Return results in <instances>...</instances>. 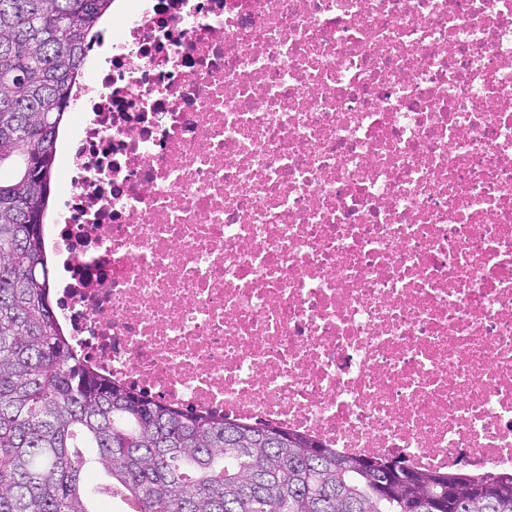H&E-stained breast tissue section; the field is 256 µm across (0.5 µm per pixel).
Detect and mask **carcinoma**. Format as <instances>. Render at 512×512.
I'll list each match as a JSON object with an SVG mask.
<instances>
[{
    "mask_svg": "<svg viewBox=\"0 0 512 512\" xmlns=\"http://www.w3.org/2000/svg\"><path fill=\"white\" fill-rule=\"evenodd\" d=\"M112 0H0V512H512V472L418 471L167 405L55 322L42 216L57 128ZM389 483L393 491H381Z\"/></svg>",
    "mask_w": 512,
    "mask_h": 512,
    "instance_id": "cac0c4a2",
    "label": "carcinoma"
}]
</instances>
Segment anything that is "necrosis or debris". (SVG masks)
Returning a JSON list of instances; mask_svg holds the SVG:
<instances>
[{"mask_svg": "<svg viewBox=\"0 0 512 512\" xmlns=\"http://www.w3.org/2000/svg\"><path fill=\"white\" fill-rule=\"evenodd\" d=\"M58 132L56 325L116 382L512 471V0H113Z\"/></svg>", "mask_w": 512, "mask_h": 512, "instance_id": "obj_1", "label": "necrosis or debris"}]
</instances>
